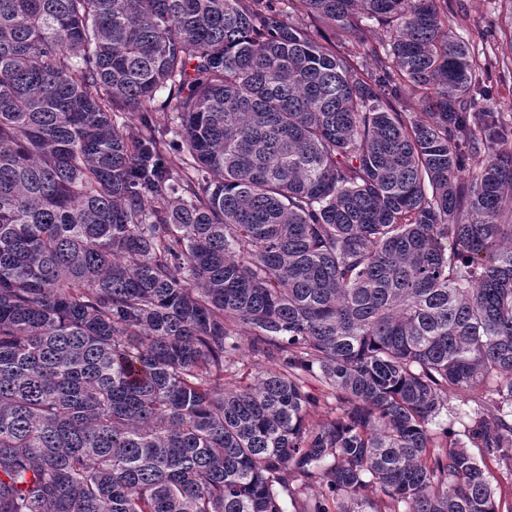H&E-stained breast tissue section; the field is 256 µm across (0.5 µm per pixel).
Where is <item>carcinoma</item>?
Listing matches in <instances>:
<instances>
[{
  "label": "carcinoma",
  "instance_id": "carcinoma-1",
  "mask_svg": "<svg viewBox=\"0 0 512 512\" xmlns=\"http://www.w3.org/2000/svg\"><path fill=\"white\" fill-rule=\"evenodd\" d=\"M438 2L0 0V512H501L512 147ZM288 21L292 23L302 22L309 30V32L320 42L328 41L330 44H336V49L344 52H351L355 54V59L361 61L364 57L362 48L353 46L345 36H341L339 32L336 34L321 26L315 19L303 15V13H291ZM478 397L480 402L486 406L485 409H492L495 396L491 392L484 391L483 394L462 393L448 396V413L444 410L441 414V420L444 424L449 425L453 423L455 435L452 437V440L464 443L467 447L471 446L464 432L469 423L467 414H469L474 407L476 408V403H474L473 400L478 401Z\"/></svg>",
  "mask_w": 512,
  "mask_h": 512
}]
</instances>
